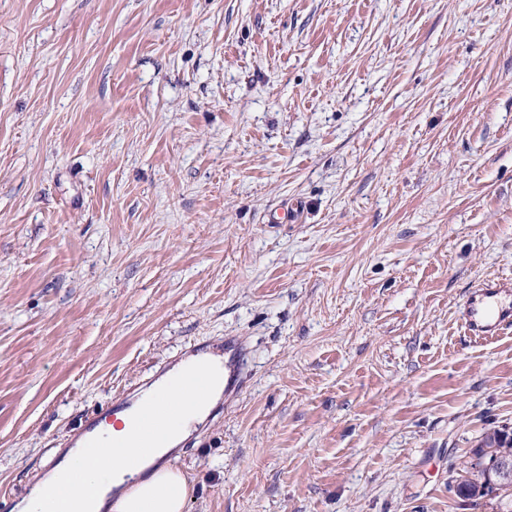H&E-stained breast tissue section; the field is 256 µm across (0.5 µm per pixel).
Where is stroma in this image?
Segmentation results:
<instances>
[{"mask_svg":"<svg viewBox=\"0 0 512 512\" xmlns=\"http://www.w3.org/2000/svg\"><path fill=\"white\" fill-rule=\"evenodd\" d=\"M512 0H0V495L113 395L239 353L187 512H504ZM512 277L483 280L468 295L461 317L465 332L475 340H489L512 330ZM492 453L512 455V438L506 429L487 433L479 445L472 449L469 461L461 469L468 476L457 473L458 476L454 479L459 497L467 500L488 496L512 497V485L510 493L508 489L497 486L502 483L500 475L504 480V487L511 484L512 456L507 458L496 455L490 459ZM488 461V465L494 466L500 475L494 469L486 467ZM501 492L504 494H500Z\"/></svg>","mask_w":512,"mask_h":512,"instance_id":"obj_1","label":"stroma"}]
</instances>
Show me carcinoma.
<instances>
[{
    "label": "carcinoma",
    "mask_w": 512,
    "mask_h": 512,
    "mask_svg": "<svg viewBox=\"0 0 512 512\" xmlns=\"http://www.w3.org/2000/svg\"><path fill=\"white\" fill-rule=\"evenodd\" d=\"M512 455V434L505 429L494 430L484 436L455 479L457 495L463 499H476L491 495L512 497V492L501 487V477L487 467L490 454Z\"/></svg>",
    "instance_id": "1"
}]
</instances>
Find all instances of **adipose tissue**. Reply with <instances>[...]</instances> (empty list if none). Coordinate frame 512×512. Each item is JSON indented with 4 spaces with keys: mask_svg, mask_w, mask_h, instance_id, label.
Segmentation results:
<instances>
[{
    "mask_svg": "<svg viewBox=\"0 0 512 512\" xmlns=\"http://www.w3.org/2000/svg\"><path fill=\"white\" fill-rule=\"evenodd\" d=\"M210 364L211 356L206 352L180 361L119 411L115 423L79 438L18 502L19 512H185L189 485L182 470L167 458L204 422L223 389L215 387L199 402L176 390L174 384L182 374ZM171 405L183 408L173 421L167 418ZM149 406L166 432L159 448L150 446L139 427L140 417ZM89 442L101 467L74 471L78 449Z\"/></svg>",
    "mask_w": 512,
    "mask_h": 512,
    "instance_id": "obj_1",
    "label": "adipose tissue"
}]
</instances>
